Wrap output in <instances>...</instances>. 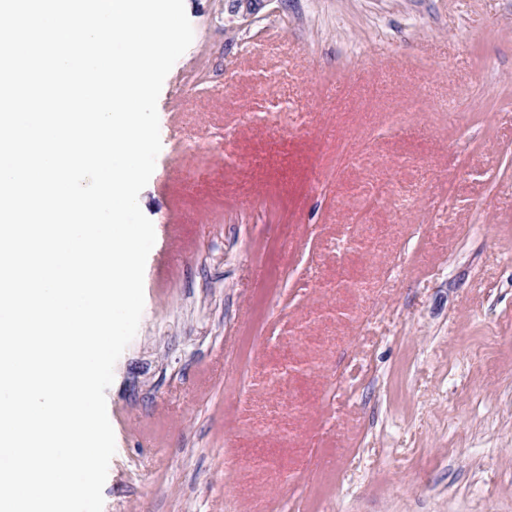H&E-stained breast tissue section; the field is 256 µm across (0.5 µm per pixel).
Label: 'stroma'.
<instances>
[{"instance_id": "35a3bbf8", "label": "stroma", "mask_w": 512, "mask_h": 512, "mask_svg": "<svg viewBox=\"0 0 512 512\" xmlns=\"http://www.w3.org/2000/svg\"><path fill=\"white\" fill-rule=\"evenodd\" d=\"M184 3L103 512H512V0ZM386 188L379 185L372 186L369 194V200L363 203L358 207L357 211L354 213V218L352 224H350L351 233L349 238L338 245V248L346 250L353 245L359 243L361 239V230L365 226V224H370V208L374 201H377L379 198L387 194L388 192H394L391 189L386 191Z\"/></svg>"}]
</instances>
